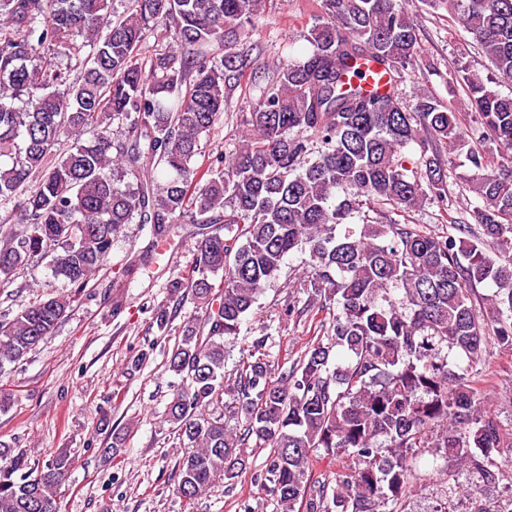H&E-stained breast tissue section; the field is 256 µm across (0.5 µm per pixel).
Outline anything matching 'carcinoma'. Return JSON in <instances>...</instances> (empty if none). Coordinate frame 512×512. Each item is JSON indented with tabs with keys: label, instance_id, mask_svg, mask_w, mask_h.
Masks as SVG:
<instances>
[{
	"label": "carcinoma",
	"instance_id": "obj_1",
	"mask_svg": "<svg viewBox=\"0 0 512 512\" xmlns=\"http://www.w3.org/2000/svg\"><path fill=\"white\" fill-rule=\"evenodd\" d=\"M262 2L132 0L115 16L107 0H0V202L13 203L0 225V278L51 251L53 278L70 287L0 322V369L54 333L125 225L149 224L162 240L189 217L196 262L170 288L191 289L201 318L167 360L186 383L166 414L186 440L177 494L192 502L219 477L235 484L252 442L271 448L264 479L280 512H404L425 448L468 474L445 497H474L502 475L493 452L512 449L470 384L491 348L512 349V94L465 71L470 112L425 93L409 111L398 86L419 43L404 6L321 0L309 48L276 66L242 113L238 149L204 166L201 137L223 126L229 92L254 69L247 39ZM448 4L512 81V0ZM158 26L165 45L142 53ZM365 63L387 71L389 91L354 80ZM62 135L73 142L57 155ZM476 136L507 156L493 173L488 151L469 145ZM411 143L415 160L403 152ZM461 151L478 234L361 215L367 202L446 204ZM295 250L309 256L307 310L336 305L330 336L280 375L260 337L226 372L227 346ZM224 391L241 416L231 429L201 413ZM342 456L351 463L336 487L312 478ZM71 466L64 451L40 461L0 441V512H60L56 489Z\"/></svg>",
	"mask_w": 512,
	"mask_h": 512
}]
</instances>
